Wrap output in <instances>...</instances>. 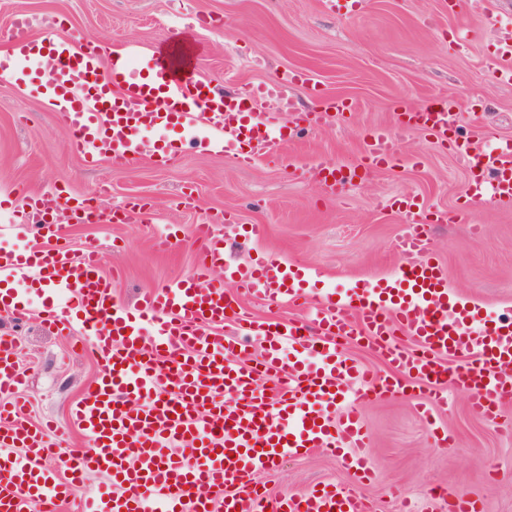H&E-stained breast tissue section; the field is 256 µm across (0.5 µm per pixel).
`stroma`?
<instances>
[{
  "instance_id": "1",
  "label": "stroma",
  "mask_w": 512,
  "mask_h": 512,
  "mask_svg": "<svg viewBox=\"0 0 512 512\" xmlns=\"http://www.w3.org/2000/svg\"><path fill=\"white\" fill-rule=\"evenodd\" d=\"M19 12L32 19L33 38L141 50L186 39L192 70L227 92L272 82L289 69H310L323 95L353 104L249 167L186 146L173 163L155 160L148 150L123 166L105 161L88 168L47 97L46 63L0 84V200L21 188L60 189L104 204L111 221L67 225L65 238L76 252L96 244L104 269H124L114 295L125 305L191 270L192 227L204 221L225 225V265L265 253L304 262L311 303L389 276L404 263L394 248L412 219L404 200L415 199L425 210L462 207L470 186L465 162L449 142L413 129L402 136L400 165L340 195L326 194L311 178L312 166L359 165L368 129L437 98H453L459 107L452 139L484 149L512 138V86L493 76L495 67L512 62L499 54L512 46V0H366L353 18L337 16L324 0H0V49L11 42ZM202 15L210 18L208 27L198 26ZM133 203L144 216L128 223L123 215ZM251 224L263 225L262 237L240 234ZM173 225L179 229L173 246L156 248ZM428 235L430 254L453 294L494 316L512 310V207L487 202L468 210L463 221L429 225ZM25 298L29 319L16 323L0 309V334L17 339L28 415L47 431L50 447H86L69 410L97 378L99 361L90 344L56 333L44 289L26 288ZM362 413L371 467L364 492L374 512H409L433 489L468 493L480 500L482 512H512V434L474 417L464 393L449 389L446 407L429 423L416 401L401 394ZM257 479L279 495L324 480L347 486L353 475L341 459L315 450Z\"/></svg>"
}]
</instances>
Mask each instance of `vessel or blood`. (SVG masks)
<instances>
[{
  "mask_svg": "<svg viewBox=\"0 0 512 512\" xmlns=\"http://www.w3.org/2000/svg\"><path fill=\"white\" fill-rule=\"evenodd\" d=\"M31 20L17 15L12 56L0 60V77L14 76L35 59L55 66L51 86L59 122L86 165L101 158L124 165L141 155L147 132L160 135L159 149L174 156L170 134L204 127L196 145L252 165L288 141V129L255 110L257 100L279 99L291 107L290 89L319 95L312 70L287 71L273 85H248L231 96L216 92L161 49H130L110 67L101 50H73L66 41L31 39ZM352 108L343 98L324 100L305 115L310 125L326 124ZM456 122L453 102L404 110L396 127L371 128L359 166L323 163L312 173L332 189L364 178L399 158L401 131L421 128L447 139ZM467 158L475 188L470 203L492 200L512 206V139L479 150L455 143ZM15 208L38 217L45 237H60L52 212L70 213L76 223L89 217L84 203L46 191L20 193ZM224 234L216 223L195 225L194 268L164 286L143 292L134 306H119L112 288L121 267L102 270L97 246L81 253L58 246L0 250V282L35 277L48 289V313L58 332L82 325L102 361L97 380L70 408V418L89 445L68 455L66 476L50 465L53 456L42 428L33 425L15 395L23 384L16 364V339L0 336V512H62L86 473L104 472L106 490L85 498L77 512H372L360 489L369 477L365 450L369 431L361 404L391 393L398 377L426 388L424 418L447 403V387L468 393L470 412L502 423L501 408L512 401V318L488 319L448 290L441 268L429 254L422 222L409 223L396 250L406 259L394 275L327 295L308 323L260 322L224 292L212 272L224 258ZM303 262L283 264L264 254L228 269L243 294L270 303H297ZM238 333L225 335V323ZM414 348L393 343L395 333ZM260 336L261 361L246 357L245 338ZM367 340L393 375L373 372L342 357L343 340ZM455 360L447 369L445 359ZM319 449L341 457L355 482L314 484L300 496H272L257 486L256 473Z\"/></svg>",
  "mask_w": 512,
  "mask_h": 512,
  "instance_id": "obj_1",
  "label": "vessel or blood"
}]
</instances>
